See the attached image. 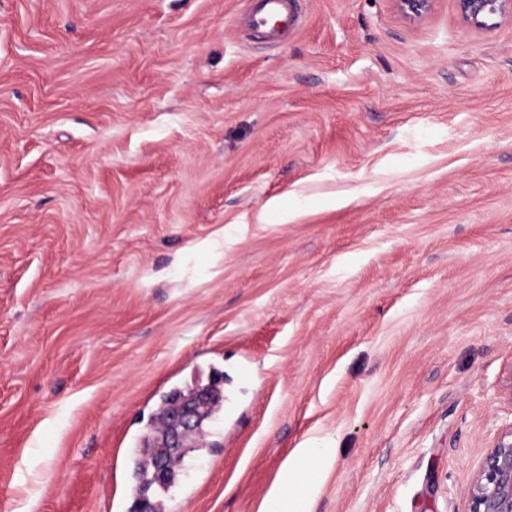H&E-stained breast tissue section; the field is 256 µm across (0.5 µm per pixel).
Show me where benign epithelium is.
<instances>
[{
    "label": "benign epithelium",
    "instance_id": "obj_1",
    "mask_svg": "<svg viewBox=\"0 0 512 512\" xmlns=\"http://www.w3.org/2000/svg\"><path fill=\"white\" fill-rule=\"evenodd\" d=\"M406 20L423 19L436 0H393ZM461 19L478 29L490 27L493 17L512 18V0H455ZM212 406L210 386H196L186 395L176 396L162 415L155 447L166 449L151 458L150 467L158 482L166 481L168 470L184 454L187 441L203 436V422ZM470 512H512V423L504 427L474 471L470 483Z\"/></svg>",
    "mask_w": 512,
    "mask_h": 512
}]
</instances>
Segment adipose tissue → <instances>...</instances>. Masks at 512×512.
Segmentation results:
<instances>
[{
    "label": "adipose tissue",
    "instance_id": "1",
    "mask_svg": "<svg viewBox=\"0 0 512 512\" xmlns=\"http://www.w3.org/2000/svg\"><path fill=\"white\" fill-rule=\"evenodd\" d=\"M335 462L336 451L332 448L293 449L262 499L258 512H314Z\"/></svg>",
    "mask_w": 512,
    "mask_h": 512
}]
</instances>
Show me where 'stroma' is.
Instances as JSON below:
<instances>
[{"mask_svg": "<svg viewBox=\"0 0 512 512\" xmlns=\"http://www.w3.org/2000/svg\"><path fill=\"white\" fill-rule=\"evenodd\" d=\"M251 3L0 0V512H133L162 395L217 373L166 512H257L305 444L315 512L470 510L512 423V19ZM259 6L257 14L253 16V26H266L269 19L282 29H288L298 20L297 7L290 0H257Z\"/></svg>", "mask_w": 512, "mask_h": 512, "instance_id": "obj_1", "label": "stroma"}]
</instances>
